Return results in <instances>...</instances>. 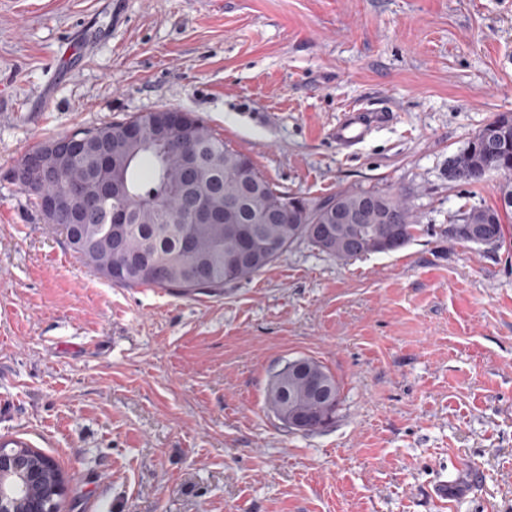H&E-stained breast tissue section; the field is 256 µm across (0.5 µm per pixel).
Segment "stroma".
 <instances>
[{"instance_id":"obj_1","label":"stroma","mask_w":512,"mask_h":512,"mask_svg":"<svg viewBox=\"0 0 512 512\" xmlns=\"http://www.w3.org/2000/svg\"><path fill=\"white\" fill-rule=\"evenodd\" d=\"M351 104L388 122L341 150ZM163 108L278 190L403 197L405 247L308 244L181 296L92 272L14 179L40 142ZM512 112V0H0V441L67 476L63 512H512V247L450 240L507 179L450 158ZM336 421L267 408L289 360ZM304 360L307 362L308 372L311 375L319 376L322 378L333 391V393L335 395L336 393L339 395V386L336 382V379L326 369V367L323 366L320 362L312 359L304 358ZM304 370V362L301 360H291L282 366L278 374L288 383L289 378L302 373ZM278 374L275 372L270 379L269 387L267 390V406L269 411H271L280 421H282L284 425L296 431L316 432L327 427L334 421L339 401L335 404L329 402L313 401L306 395L302 394L301 382L303 381L305 390L310 397L318 400H324L328 394H326L322 381L315 376H308L303 380L300 377H294L290 383L283 386L280 390V396H285L288 389V391L293 396V400L291 403H289V405L286 403L282 404L284 406H289L290 412L292 411L291 405L294 411H302L309 418L310 423L309 427L305 429L290 426L288 423V415L285 412L279 410L278 401L275 396L276 378ZM326 417H330V420L324 425H321V421Z\"/></svg>"}]
</instances>
